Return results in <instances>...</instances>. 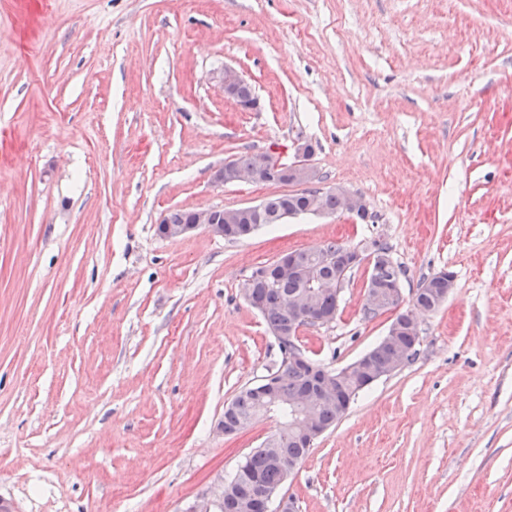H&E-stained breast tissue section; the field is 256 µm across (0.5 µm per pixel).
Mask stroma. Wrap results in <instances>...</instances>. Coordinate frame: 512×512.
I'll list each match as a JSON object with an SVG mask.
<instances>
[{"label":"stroma","mask_w":512,"mask_h":512,"mask_svg":"<svg viewBox=\"0 0 512 512\" xmlns=\"http://www.w3.org/2000/svg\"><path fill=\"white\" fill-rule=\"evenodd\" d=\"M237 69L240 111L213 80ZM315 148L366 220L303 215L230 242L174 209L284 188L215 182ZM386 243L403 295L452 271L417 354L282 486L295 512H512V0H0V498L18 512H181L280 421L224 406L278 359L250 272ZM355 271L298 335L345 366L384 336ZM218 83L224 90V96L234 101L241 111L251 112L259 107V101L256 97H252L246 102H239L238 93H240L242 98L248 99L252 94V88L249 84L241 88L247 82L233 67H224V71L218 76Z\"/></svg>","instance_id":"1"}]
</instances>
